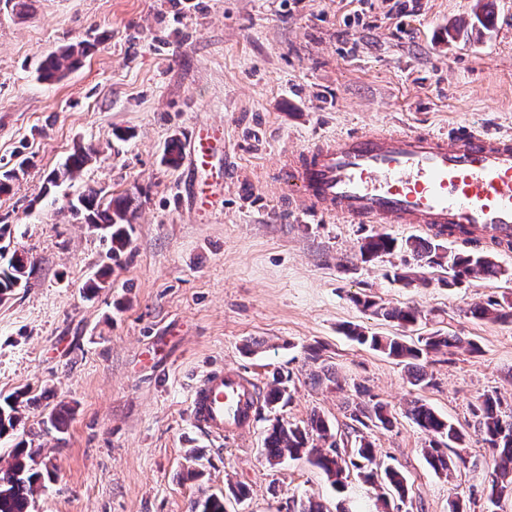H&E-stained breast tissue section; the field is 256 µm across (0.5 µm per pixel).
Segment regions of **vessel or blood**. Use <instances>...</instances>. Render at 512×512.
<instances>
[{
    "mask_svg": "<svg viewBox=\"0 0 512 512\" xmlns=\"http://www.w3.org/2000/svg\"><path fill=\"white\" fill-rule=\"evenodd\" d=\"M223 138L220 126L189 137L196 210L210 208ZM276 185L305 218L407 224L429 234L464 225L482 241L512 245L511 134L465 124L449 133L390 128L320 137L282 159ZM261 405L249 377L217 367L193 385L189 420L210 440L236 442L252 432Z\"/></svg>",
    "mask_w": 512,
    "mask_h": 512,
    "instance_id": "vessel-or-blood-1",
    "label": "vessel or blood"
}]
</instances>
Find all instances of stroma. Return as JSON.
<instances>
[{"instance_id": "stroma-1", "label": "stroma", "mask_w": 512, "mask_h": 512, "mask_svg": "<svg viewBox=\"0 0 512 512\" xmlns=\"http://www.w3.org/2000/svg\"><path fill=\"white\" fill-rule=\"evenodd\" d=\"M14 2L0 0V170L20 173L0 195V225L34 272L0 298V394L30 398L0 438V467L16 444L39 450L53 477L34 512H188L239 483L249 498L228 512H289L307 499L375 512L371 485L339 493L306 459L269 465L268 409L243 442L218 447L193 429L189 391L218 364L264 390L273 371L290 374L293 398L277 415L320 413L341 438L355 406L425 400L463 430L470 467L434 473L426 434L403 416L364 432L412 483V512H448L453 499L469 512H512L511 497L497 509L487 500L489 450L472 413L489 393L512 415V320L468 313L512 302V252L495 254L494 276L444 288L437 267L429 286L406 285L391 273L410 253L366 261L359 247L418 230L301 224L273 186L279 156L324 135L459 122L512 133V0ZM81 41L91 50L79 68L39 79L47 54ZM203 123L224 127V195L211 214L188 198V135ZM81 145L97 158L47 189ZM92 189L132 199L116 254L69 207ZM101 272L103 288L85 297ZM365 295L422 309L414 334L438 330L479 350L430 355V385H412L396 360L345 335L347 324L397 333L355 304ZM62 402L64 430L47 429ZM512 304L503 305L497 299H488L485 303L476 304L470 308V314L477 319L502 321L511 320Z\"/></svg>"}]
</instances>
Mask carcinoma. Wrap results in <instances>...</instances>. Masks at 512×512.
<instances>
[{
	"mask_svg": "<svg viewBox=\"0 0 512 512\" xmlns=\"http://www.w3.org/2000/svg\"><path fill=\"white\" fill-rule=\"evenodd\" d=\"M87 47L79 49L71 46L60 53L49 55L40 68V78L52 81L61 78L64 71L74 68L86 54ZM93 150L77 148L66 160L61 169L51 174L48 183L57 187L63 179H71L79 173L92 159ZM130 198L119 196L106 199L90 191L78 196L77 202L70 208L85 216L86 223L94 224L104 232V238L110 243L108 254L125 246L128 242L127 211ZM442 237L435 233L432 239H407L399 244L384 234H376L365 240L360 246V255L370 258L381 253H390L401 248L412 255L416 268H398L393 278L405 284L415 281L426 283L423 269L448 267L451 280L442 279L440 283L451 288L465 279H477L498 273L493 259L484 253L463 252L450 255L441 244ZM32 273L28 258L18 250H10L7 245H0V298L10 294L14 289L28 283ZM355 302L366 312L386 321L408 328L418 323L422 311L416 307H388L372 297H357ZM470 314L481 320L502 321L512 318V306L504 305L496 299L470 308ZM347 336L360 344H367L390 358L403 363L409 371L411 383L415 386L428 385L431 380L424 370L422 361L432 353L463 346L476 353V343H467L457 336L435 331L417 339L404 336L368 335L354 326L346 330ZM291 377L280 373L273 376L272 384L264 396V406L270 411H277L292 400L288 383ZM26 392L18 391L0 398V438L16 429L20 417L19 409ZM497 396L485 394L473 414L485 436V443L491 454L488 500L497 506L502 498L512 495V416L504 414ZM404 416L412 420L429 437V448L425 457L429 466L438 474L448 473L451 460L445 449L459 447L463 443L462 431L450 420L439 415L432 407L414 400L404 409ZM350 419L364 427L388 429L397 420L395 414L379 402L367 403L356 407L350 413ZM264 455L268 463L274 465L288 456L292 459L305 457L314 466L321 469L332 487L344 491L351 477L382 490L379 500L382 512H403L402 506L409 499V485L406 476L398 468L378 457L366 437H359L351 449H339L336 435L332 433L329 422L320 414L313 413L302 424L275 417L264 439ZM43 478L42 471L27 448L22 445L15 448L13 462L5 469H0V512H32V499L37 484ZM249 497V489L244 484L228 488V493L219 497L211 494L204 499L190 502L188 512H226L225 504L234 500L240 504Z\"/></svg>",
	"mask_w": 512,
	"mask_h": 512,
	"instance_id": "carcinoma-1",
	"label": "carcinoma"
}]
</instances>
